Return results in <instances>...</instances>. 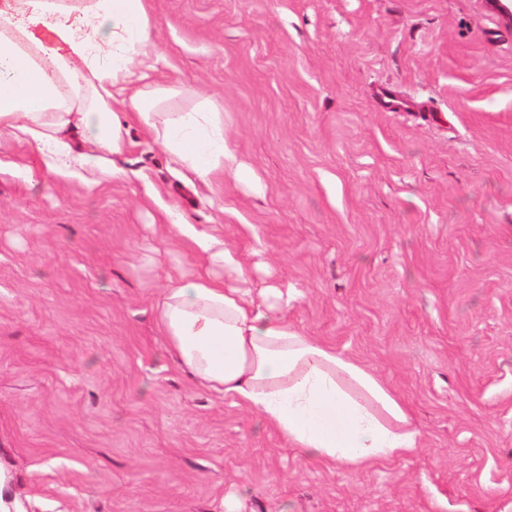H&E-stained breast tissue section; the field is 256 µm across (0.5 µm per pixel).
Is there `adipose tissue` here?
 Wrapping results in <instances>:
<instances>
[{"label":"adipose tissue","mask_w":512,"mask_h":512,"mask_svg":"<svg viewBox=\"0 0 512 512\" xmlns=\"http://www.w3.org/2000/svg\"><path fill=\"white\" fill-rule=\"evenodd\" d=\"M44 27L55 40L36 37ZM153 47L148 0H21L0 7V138L35 145L47 165L90 167L122 154L129 118L154 130L174 163L208 177L246 168L227 146L222 113L161 112L143 62ZM87 150L75 153L70 131ZM202 248L227 277H181L166 288L158 323L178 366L235 398L303 454L357 472L413 452L419 432L405 404L373 371L288 323L249 288L219 236Z\"/></svg>","instance_id":"obj_1"}]
</instances>
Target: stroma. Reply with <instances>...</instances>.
I'll return each instance as SVG.
<instances>
[{"label": "stroma", "instance_id": "35a3bbf8", "mask_svg": "<svg viewBox=\"0 0 512 512\" xmlns=\"http://www.w3.org/2000/svg\"><path fill=\"white\" fill-rule=\"evenodd\" d=\"M149 9L161 111L209 97L251 178L200 180L135 119L95 171L0 138L10 512H512V20L489 0ZM205 234L382 377L415 452L351 472L191 381L157 307L205 271Z\"/></svg>", "mask_w": 512, "mask_h": 512}]
</instances>
